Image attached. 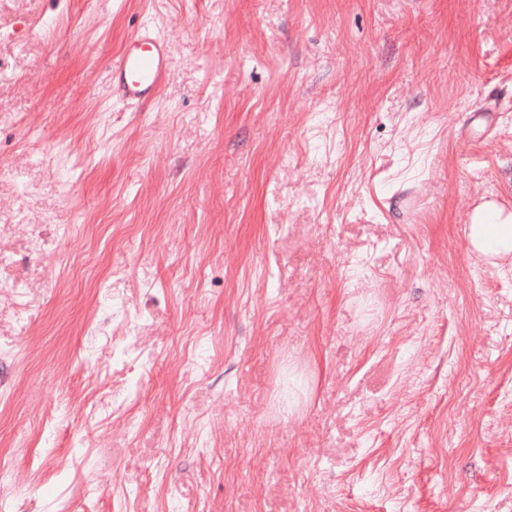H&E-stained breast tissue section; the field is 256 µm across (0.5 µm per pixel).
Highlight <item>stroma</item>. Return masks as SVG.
I'll return each instance as SVG.
<instances>
[{
    "label": "stroma",
    "mask_w": 512,
    "mask_h": 512,
    "mask_svg": "<svg viewBox=\"0 0 512 512\" xmlns=\"http://www.w3.org/2000/svg\"><path fill=\"white\" fill-rule=\"evenodd\" d=\"M487 201L512 0H0L6 512H512ZM169 71L164 42L149 31L130 38L110 68L112 80L130 101H146L163 86ZM512 212L494 204L477 207L470 216V224L464 228L471 252L479 259L498 258L507 263L512 255Z\"/></svg>",
    "instance_id": "obj_1"
}]
</instances>
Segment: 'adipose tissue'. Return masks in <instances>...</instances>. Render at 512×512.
Here are the masks:
<instances>
[{
	"mask_svg": "<svg viewBox=\"0 0 512 512\" xmlns=\"http://www.w3.org/2000/svg\"><path fill=\"white\" fill-rule=\"evenodd\" d=\"M464 233L476 257L503 261L512 257V212L483 204L472 212Z\"/></svg>",
	"mask_w": 512,
	"mask_h": 512,
	"instance_id": "ef3b65f1",
	"label": "adipose tissue"
}]
</instances>
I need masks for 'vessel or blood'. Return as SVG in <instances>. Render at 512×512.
Masks as SVG:
<instances>
[{
	"instance_id": "1",
	"label": "vessel or blood",
	"mask_w": 512,
	"mask_h": 512,
	"mask_svg": "<svg viewBox=\"0 0 512 512\" xmlns=\"http://www.w3.org/2000/svg\"><path fill=\"white\" fill-rule=\"evenodd\" d=\"M169 71L164 42L145 31L130 38L110 68L113 81L130 101L151 98L163 86Z\"/></svg>"
}]
</instances>
